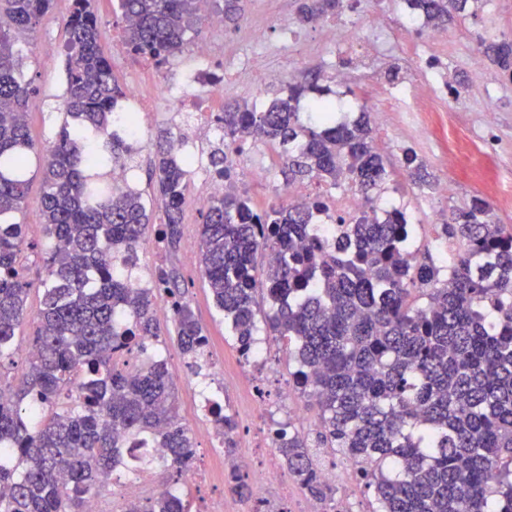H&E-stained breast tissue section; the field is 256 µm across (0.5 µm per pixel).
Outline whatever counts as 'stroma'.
I'll return each instance as SVG.
<instances>
[{"instance_id": "1", "label": "stroma", "mask_w": 512, "mask_h": 512, "mask_svg": "<svg viewBox=\"0 0 512 512\" xmlns=\"http://www.w3.org/2000/svg\"><path fill=\"white\" fill-rule=\"evenodd\" d=\"M297 5L298 0H246L237 24L225 26L220 32L202 27L199 37L220 47L225 36L234 35L246 44L249 52L254 53L258 47L250 40L251 32L265 24L271 14L295 15ZM91 7L98 16L101 45L112 62V74L118 83L126 85L146 80L143 60L133 56L125 45L120 12L113 0H91ZM71 8L70 0H54L24 44L25 69L38 88L29 104L27 125L33 141L41 148L53 144L61 123L59 103L65 84L66 22ZM501 34L512 36V0H484L478 20L469 19L449 27L448 66L456 78L468 81L461 91V111L439 112L432 118L424 112L378 111L377 99L368 96L366 90L376 78H387L390 63L386 60L382 61L377 72L356 76L351 83V95L337 98L343 110V121L351 122L360 113H369L374 144L390 162L391 176L383 197L409 203L410 218L416 226L419 243L426 244L436 238L439 224L447 221L451 209L463 207L472 196L486 195L483 178L486 166H494L500 190L512 192V84L501 82L498 72L491 66L487 67L483 81L476 84L470 82L468 70L473 54L479 49V37ZM335 52L332 43L311 38L305 41L300 57L290 60L265 57L268 77L257 86L239 78L232 63H225L224 86L217 93L216 103L221 107L255 101L271 104L286 97L289 85H306L314 77H327V62ZM429 120L434 123V135L419 134L418 125ZM451 125L472 139L471 171L464 179L449 170L444 162L446 142L442 132ZM407 149L416 153L425 181H413L405 170L402 158ZM248 161V167L238 168L239 179H248L253 169L265 174L264 180L252 184L248 191L254 205L265 208L285 202L287 186L281 174V148L272 143H257L250 148ZM29 179L28 194L19 215L20 221L28 226L24 276L31 288L26 301L27 316L15 338L18 355L13 365L0 370V380L13 384L19 383L27 371L24 353L34 336V314L39 311L42 300L38 285L45 275L43 252L46 236L40 170L32 169ZM138 256L136 273L140 276L160 264L175 268L188 289L189 303L208 338L215 363L214 368L199 376L196 382L184 380V357L177 346L174 324L169 319L160 320V341L168 370L177 380L175 392L183 423L194 431L205 424L206 419L197 407L194 389L209 386L210 390L221 393L225 410L234 415L239 426L249 427L251 431L252 447H238L233 453L241 474H248L263 465L280 464L279 454L271 447L272 428L289 425L308 431L316 429L319 424L317 407L307 404L303 397L292 395L285 400L278 397L281 387L288 382V352L282 342L270 337L264 343L270 368L264 380L267 398L259 400L237 380L242 359L202 277L199 255L188 254L182 247L174 251L165 249L150 237L140 246ZM192 441L195 459L201 465L205 479L190 491L191 508L193 512H205L211 498L227 493L224 454L205 451V442L196 433Z\"/></svg>"}]
</instances>
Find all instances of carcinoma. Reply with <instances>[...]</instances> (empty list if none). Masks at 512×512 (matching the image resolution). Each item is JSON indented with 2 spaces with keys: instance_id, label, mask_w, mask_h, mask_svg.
<instances>
[{
  "instance_id": "1",
  "label": "carcinoma",
  "mask_w": 512,
  "mask_h": 512,
  "mask_svg": "<svg viewBox=\"0 0 512 512\" xmlns=\"http://www.w3.org/2000/svg\"><path fill=\"white\" fill-rule=\"evenodd\" d=\"M126 45L157 67L183 53L199 32L200 0H118ZM428 21L451 25L478 18L481 0H413ZM53 0H0V369L13 360L15 336L30 290L22 270L25 224L17 220L32 165L41 169L42 214L49 248L40 282L28 372L16 387L0 385V512H87L104 481L130 456L129 468L155 463L142 445L168 450L164 463L179 482L194 448L181 422L167 365L158 357L129 368L112 353L145 354L159 339L155 307L168 303L181 353L198 357L208 342L174 269L158 265L153 286L130 288L137 248L149 233L170 250L183 237L191 155L176 153L163 129L154 143L162 217L149 224L147 201L128 185L110 188L112 166L128 165L133 145L112 131L124 89L100 46L89 0H73L62 122L56 143L38 150L21 116L37 92L15 46L33 31ZM228 22L242 0H208ZM342 0H303L308 24L342 11ZM483 55L512 78V38H479ZM316 83L288 86L265 109L224 110L222 145L209 153L210 172L229 183L228 150L240 136L276 143L287 153L286 184L316 180L358 191L366 206L354 224H338L332 244L313 224L325 197L303 206L212 197L199 235L200 261L215 306L239 355L251 356L259 332L256 295L270 335L288 343L289 382L320 413L315 435L280 428L278 453L288 475L314 501L334 502L335 489L317 472V448L353 460L373 489L372 512H512V225L491 204L471 197L440 225L438 239L455 246L448 258L416 247L414 225L400 210L378 220L388 178L369 115L330 119L332 103H314L321 125L301 119ZM277 255L255 276L258 252ZM224 453L235 445V417L223 412ZM133 443L135 447L126 448ZM231 493L250 498L234 468ZM126 512H191L178 492Z\"/></svg>"
}]
</instances>
